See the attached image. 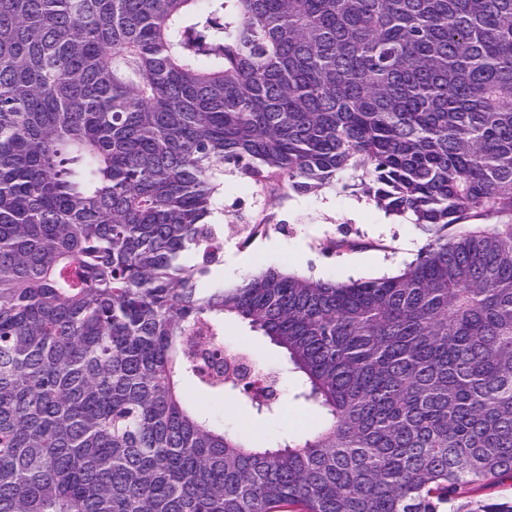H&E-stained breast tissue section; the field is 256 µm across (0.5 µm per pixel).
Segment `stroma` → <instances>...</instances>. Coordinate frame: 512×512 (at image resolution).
Here are the masks:
<instances>
[{
	"instance_id": "obj_1",
	"label": "stroma",
	"mask_w": 512,
	"mask_h": 512,
	"mask_svg": "<svg viewBox=\"0 0 512 512\" xmlns=\"http://www.w3.org/2000/svg\"><path fill=\"white\" fill-rule=\"evenodd\" d=\"M262 217L273 223V230L241 247L235 225ZM210 221L225 227L224 257L200 280L203 288L230 286L268 267L341 281L390 276L415 259L427 239L410 220L378 208L350 169L340 174L338 183L285 196L251 187L235 173L225 172ZM344 237L355 241L354 250H328L329 241ZM224 343L246 348L265 369L282 367L281 352L243 323H225ZM297 387L294 375L284 376L282 409L271 419L254 415L230 394L195 388L191 397L202 414L226 430L257 445L273 446L311 434L320 422L314 409L296 399Z\"/></svg>"
}]
</instances>
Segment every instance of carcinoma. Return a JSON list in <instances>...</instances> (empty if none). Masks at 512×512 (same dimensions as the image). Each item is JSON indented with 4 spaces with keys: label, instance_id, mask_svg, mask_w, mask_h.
Segmentation results:
<instances>
[{
    "label": "carcinoma",
    "instance_id": "carcinoma-1",
    "mask_svg": "<svg viewBox=\"0 0 512 512\" xmlns=\"http://www.w3.org/2000/svg\"><path fill=\"white\" fill-rule=\"evenodd\" d=\"M349 167L429 235L401 272L197 288L224 169ZM227 320L319 428L260 447L187 403L281 410L279 373L224 375ZM504 479L512 0H0V512H512L476 495ZM224 344L227 347H245L252 357L265 369L279 371L283 356L267 338L253 332L243 323L226 321Z\"/></svg>",
    "mask_w": 512,
    "mask_h": 512
}]
</instances>
